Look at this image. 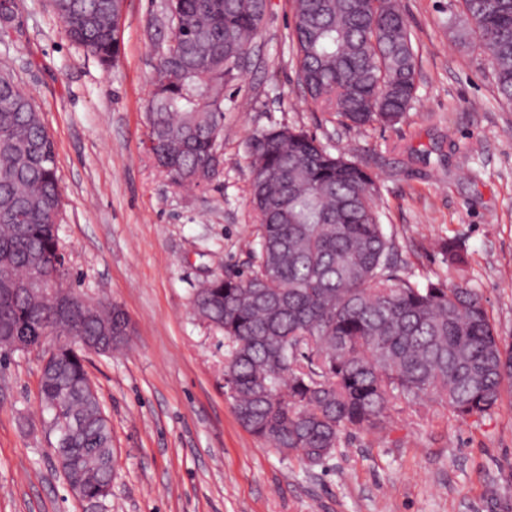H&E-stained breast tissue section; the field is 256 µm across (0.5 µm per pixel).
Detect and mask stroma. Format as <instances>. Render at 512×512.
<instances>
[{
	"label": "stroma",
	"mask_w": 512,
	"mask_h": 512,
	"mask_svg": "<svg viewBox=\"0 0 512 512\" xmlns=\"http://www.w3.org/2000/svg\"><path fill=\"white\" fill-rule=\"evenodd\" d=\"M0 24V69L29 92L55 142L60 238L72 286L128 315V346L86 369L112 425V494L76 497L40 401L43 351L0 358V512H512V390L480 421L445 405L398 403L389 434L343 436L322 464L281 454L240 424L224 388V337L193 314L210 273L250 262L255 213L242 143L300 126L365 164L401 274L473 288L512 346V105L489 55L450 24L458 0H401L418 52L416 99L393 128L338 124L311 106L292 52V0H268L224 117L223 164L171 186L146 146L165 0H126L117 64L77 49L50 0H17ZM465 251L450 268L438 243Z\"/></svg>",
	"instance_id": "obj_1"
}]
</instances>
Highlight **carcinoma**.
I'll return each instance as SVG.
<instances>
[{
  "label": "carcinoma",
  "instance_id": "1",
  "mask_svg": "<svg viewBox=\"0 0 512 512\" xmlns=\"http://www.w3.org/2000/svg\"><path fill=\"white\" fill-rule=\"evenodd\" d=\"M147 115L152 155L174 186L218 177L229 84L250 48L265 0H169ZM463 44L475 35L489 53L499 94L512 102V0H463ZM69 39L112 67L121 0H52ZM293 33L305 100L345 127L402 122L416 97L418 66L399 0H293ZM249 201L258 217L247 272L215 275L196 289L197 318L224 334V380L239 422L281 452L311 465L355 430L387 428L398 401L436 399L463 419L491 414L512 387V346L498 339L478 293L462 284L422 285L399 273L396 246L381 223L375 180L361 163L332 153L289 126L253 132ZM63 194L57 154L43 117L13 76L0 73V275L41 273L65 281L58 219ZM445 262L462 247L440 244ZM55 288L39 301L0 292V343L16 332L60 336L54 367L41 374L43 410L80 420L65 455L80 456L83 496L112 494V427L91 390L85 355L70 325L95 336L116 305L85 307L71 322Z\"/></svg>",
  "mask_w": 512,
  "mask_h": 512
}]
</instances>
